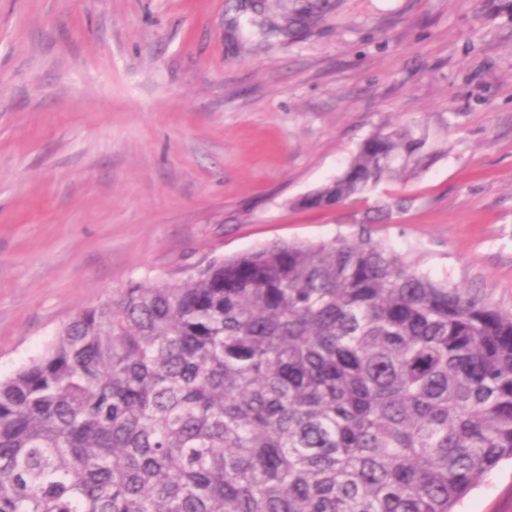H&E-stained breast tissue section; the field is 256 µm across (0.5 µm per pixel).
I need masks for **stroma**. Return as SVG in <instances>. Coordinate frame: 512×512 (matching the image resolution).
I'll return each mask as SVG.
<instances>
[{
	"label": "stroma",
	"instance_id": "1",
	"mask_svg": "<svg viewBox=\"0 0 512 512\" xmlns=\"http://www.w3.org/2000/svg\"><path fill=\"white\" fill-rule=\"evenodd\" d=\"M0 0V379L128 282L357 233L512 310V0ZM445 146L307 209L375 130ZM460 512H512V463ZM318 8V5L310 4L302 7L301 9L289 12L285 24L282 26H272L269 28V32H278L279 34L288 36L297 26L311 19L316 13L315 10Z\"/></svg>",
	"mask_w": 512,
	"mask_h": 512
}]
</instances>
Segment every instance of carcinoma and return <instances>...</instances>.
<instances>
[{
    "label": "carcinoma",
    "mask_w": 512,
    "mask_h": 512,
    "mask_svg": "<svg viewBox=\"0 0 512 512\" xmlns=\"http://www.w3.org/2000/svg\"><path fill=\"white\" fill-rule=\"evenodd\" d=\"M441 153L413 125L379 129L299 204ZM508 460L512 313L363 224L131 283L0 380V512H457Z\"/></svg>",
    "instance_id": "obj_1"
}]
</instances>
